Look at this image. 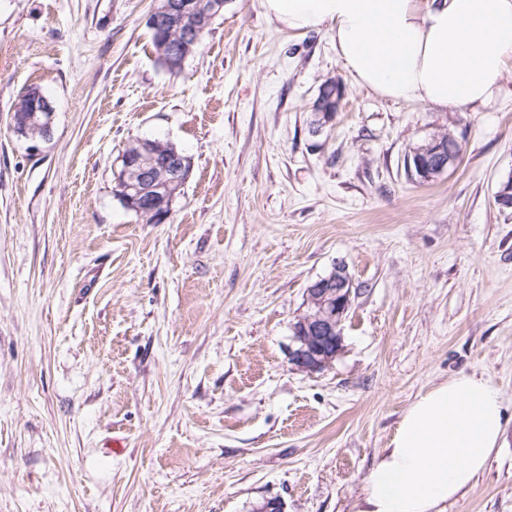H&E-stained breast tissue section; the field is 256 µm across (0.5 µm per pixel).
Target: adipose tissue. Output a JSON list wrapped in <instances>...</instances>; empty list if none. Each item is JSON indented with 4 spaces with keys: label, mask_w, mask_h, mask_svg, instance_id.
Listing matches in <instances>:
<instances>
[{
    "label": "adipose tissue",
    "mask_w": 512,
    "mask_h": 512,
    "mask_svg": "<svg viewBox=\"0 0 512 512\" xmlns=\"http://www.w3.org/2000/svg\"><path fill=\"white\" fill-rule=\"evenodd\" d=\"M292 31L327 30L356 86L396 102L478 110L512 56V0H261ZM503 431L496 389L461 373L419 396L367 478L359 512H446Z\"/></svg>",
    "instance_id": "obj_1"
}]
</instances>
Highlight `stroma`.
<instances>
[{
	"mask_svg": "<svg viewBox=\"0 0 512 512\" xmlns=\"http://www.w3.org/2000/svg\"><path fill=\"white\" fill-rule=\"evenodd\" d=\"M155 0H0V512H357L403 412L459 373L503 443L447 512H512V65L479 111L355 86L327 31L225 0L179 72ZM340 112L310 127L326 80ZM41 88L49 137L15 132ZM461 147L429 183L405 157ZM134 139L191 172L148 224L115 195ZM345 266L344 350L288 360L309 284Z\"/></svg>",
	"mask_w": 512,
	"mask_h": 512,
	"instance_id": "obj_1",
	"label": "stroma"
}]
</instances>
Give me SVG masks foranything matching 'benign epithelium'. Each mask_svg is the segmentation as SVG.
<instances>
[{
  "mask_svg": "<svg viewBox=\"0 0 512 512\" xmlns=\"http://www.w3.org/2000/svg\"><path fill=\"white\" fill-rule=\"evenodd\" d=\"M173 10L179 14V23L189 24V35L199 39L205 31V23L224 12V0H210L205 10H200L197 0H175ZM40 107L26 108L13 113L15 130L27 137L48 136L53 108L49 99L40 94ZM343 94L336 81L323 84L318 101L314 104L311 127L315 133L321 132L333 123L341 108ZM122 177L132 176L144 183L161 182L166 187L163 195L136 196L123 189L124 202L138 213H156L163 208L161 216L169 217L172 201L184 184L181 169L159 156L151 143L139 141V147L121 157ZM456 162V157L448 145V139L440 136L412 149L407 155L405 167L407 175L418 182H430L445 173ZM356 289L345 267L338 266L325 277L311 283L306 288V312L291 326V345L288 359L296 369L317 373L332 367L344 349L343 324L352 305Z\"/></svg>",
  "mask_w": 512,
  "mask_h": 512,
  "instance_id": "7a95c632",
  "label": "benign epithelium"
}]
</instances>
